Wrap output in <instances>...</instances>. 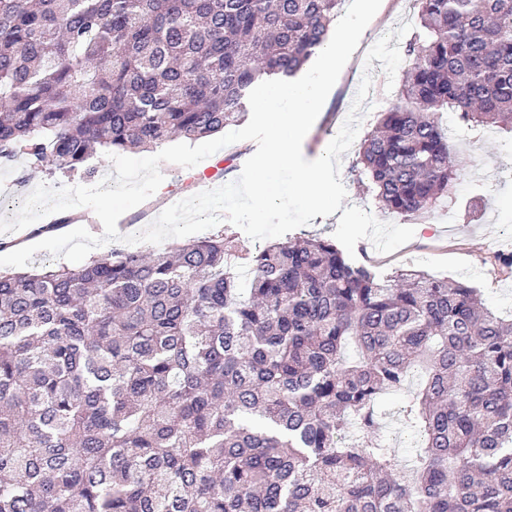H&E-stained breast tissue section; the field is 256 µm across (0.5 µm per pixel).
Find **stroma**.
<instances>
[{
  "instance_id": "35a3bbf8",
  "label": "stroma",
  "mask_w": 512,
  "mask_h": 512,
  "mask_svg": "<svg viewBox=\"0 0 512 512\" xmlns=\"http://www.w3.org/2000/svg\"><path fill=\"white\" fill-rule=\"evenodd\" d=\"M416 22L413 0H382L311 129L303 150L306 159L322 155L338 133L366 74L371 75L372 86L363 103L366 114L360 130L365 133L375 126L392 95L385 88L381 61H367L366 54L385 35ZM439 121L463 171L450 199L411 217L380 210L372 194L358 184L355 164L360 145L355 142L340 163V179L347 191L340 214L315 217L296 233L336 240L355 261L374 266L385 277L412 269L468 283L480 288L490 307L511 315L512 277L493 275L484 259L497 251L512 253V132L496 126L463 128L454 112L440 113ZM83 182V176L63 174L52 161L40 170L21 160L0 166V217H13L23 192L38 185L56 188ZM407 396L403 389L384 397L383 432L389 447L401 456L413 436L399 417Z\"/></svg>"
}]
</instances>
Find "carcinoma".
Here are the masks:
<instances>
[{
	"label": "carcinoma",
	"instance_id": "carcinoma-1",
	"mask_svg": "<svg viewBox=\"0 0 512 512\" xmlns=\"http://www.w3.org/2000/svg\"><path fill=\"white\" fill-rule=\"evenodd\" d=\"M342 0H0V165L197 140L296 75ZM357 164L409 217L460 173L436 114L512 130V0H414ZM217 232L0 273V512H512V319L464 282L384 279L332 240ZM486 262L512 274V253ZM418 372L399 457L378 402Z\"/></svg>",
	"mask_w": 512,
	"mask_h": 512
}]
</instances>
